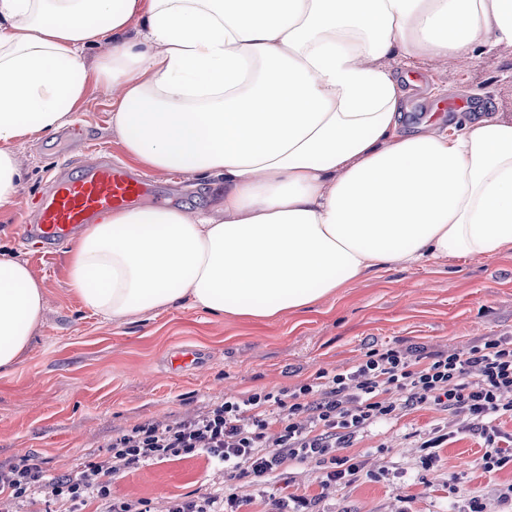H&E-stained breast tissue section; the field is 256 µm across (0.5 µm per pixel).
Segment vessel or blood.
I'll return each mask as SVG.
<instances>
[{
  "mask_svg": "<svg viewBox=\"0 0 512 512\" xmlns=\"http://www.w3.org/2000/svg\"><path fill=\"white\" fill-rule=\"evenodd\" d=\"M148 182L130 169L109 162L82 164L78 176L58 172L52 179L34 223L23 225L26 240L51 250L87 224L143 197Z\"/></svg>",
  "mask_w": 512,
  "mask_h": 512,
  "instance_id": "1",
  "label": "vessel or blood"
}]
</instances>
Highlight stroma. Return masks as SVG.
I'll return each mask as SVG.
<instances>
[{"label": "stroma", "instance_id": "1", "mask_svg": "<svg viewBox=\"0 0 512 512\" xmlns=\"http://www.w3.org/2000/svg\"><path fill=\"white\" fill-rule=\"evenodd\" d=\"M427 84L408 87L401 128L416 131V94L434 98H489V113L512 116V46L484 48L471 60H430ZM112 98L90 84L73 126L86 128L94 150L129 159L111 126ZM24 178L14 204L0 209V252L27 263L48 299L38 335L15 368L0 374V464L33 457L44 473L74 476L105 455L112 434L146 422L166 423L207 404L248 392L292 388L318 372L356 364L371 348L417 347L428 353L465 351L489 336H512V250L493 258L432 260L411 268L381 269L325 297L312 310L282 313L255 323L215 315L190 304L155 315L109 320L85 309L67 282L68 243L53 254L26 248L19 226L51 171L87 161L58 132L14 147ZM147 197L191 212L207 210L223 180L157 171ZM181 347L199 350L202 365H170ZM460 418L440 407H407L392 420L359 434L336 456H361L380 473L346 487L324 488L314 460L290 461L269 477L282 494L305 496L316 512H467L473 498L497 504L512 484V468L485 472L476 438L456 435L423 470L419 446L432 428L455 429ZM224 473L206 454L121 467L111 482L114 501L171 502L222 487Z\"/></svg>", "mask_w": 512, "mask_h": 512}]
</instances>
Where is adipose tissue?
Here are the masks:
<instances>
[{"instance_id": "adipose-tissue-1", "label": "adipose tissue", "mask_w": 512, "mask_h": 512, "mask_svg": "<svg viewBox=\"0 0 512 512\" xmlns=\"http://www.w3.org/2000/svg\"><path fill=\"white\" fill-rule=\"evenodd\" d=\"M494 44H512V0H0V208L23 179L14 144L69 124L93 80L132 160L224 181L212 213L122 208L83 228L69 285L103 318L187 301L265 322L385 267L492 258L512 248V118L431 112L401 132L381 60ZM45 308L0 255V371Z\"/></svg>"}]
</instances>
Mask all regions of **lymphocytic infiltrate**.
Returning <instances> with one entry per match:
<instances>
[{
    "label": "lymphocytic infiltrate",
    "instance_id": "1",
    "mask_svg": "<svg viewBox=\"0 0 512 512\" xmlns=\"http://www.w3.org/2000/svg\"><path fill=\"white\" fill-rule=\"evenodd\" d=\"M422 404L462 416L461 432L481 441L480 469L512 466V435L500 428L503 418H512V336L484 338L465 352L372 348L360 363L323 382L229 397L191 417L119 431L107 443L108 455L88 462L73 477L45 478L26 458L0 465V495L9 504L43 492L75 503L90 494L109 501L115 461L131 466L202 452L222 465L223 490L173 502L168 512H241L235 483L248 478L265 488L269 475L288 460L325 461L326 488L360 478L363 461L333 456V449L349 447L358 433L400 409ZM275 419L281 430L272 440L267 430Z\"/></svg>",
    "mask_w": 512,
    "mask_h": 512
}]
</instances>
